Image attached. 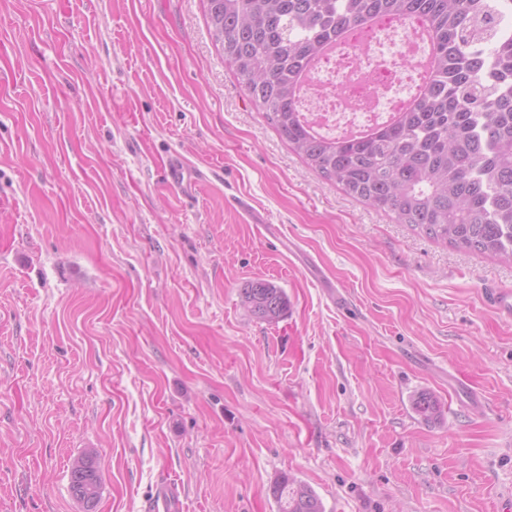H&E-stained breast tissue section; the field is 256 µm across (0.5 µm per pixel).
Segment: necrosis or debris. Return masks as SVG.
Returning a JSON list of instances; mask_svg holds the SVG:
<instances>
[{
  "mask_svg": "<svg viewBox=\"0 0 512 512\" xmlns=\"http://www.w3.org/2000/svg\"><path fill=\"white\" fill-rule=\"evenodd\" d=\"M421 28L418 20L383 17L349 32L316 65L304 100L307 119L327 135L387 120L418 82L414 63L427 50L418 39Z\"/></svg>",
  "mask_w": 512,
  "mask_h": 512,
  "instance_id": "necrosis-or-debris-1",
  "label": "necrosis or debris"
}]
</instances>
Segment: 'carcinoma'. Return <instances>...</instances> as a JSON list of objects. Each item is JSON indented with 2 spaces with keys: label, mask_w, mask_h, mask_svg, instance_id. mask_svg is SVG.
<instances>
[{
  "label": "carcinoma",
  "mask_w": 512,
  "mask_h": 512,
  "mask_svg": "<svg viewBox=\"0 0 512 512\" xmlns=\"http://www.w3.org/2000/svg\"><path fill=\"white\" fill-rule=\"evenodd\" d=\"M512 0H206L210 34L251 102L309 167L400 224L495 259L512 257V33L491 19ZM391 15L418 17L432 33V73L396 113L353 137L314 132L298 86L323 49L351 29ZM256 319L288 311L284 289L254 280L242 289ZM427 421L440 401L412 403ZM97 457L70 471L72 494L91 512L100 494ZM269 491L277 512H324L316 492L288 474Z\"/></svg>",
  "instance_id": "1"
}]
</instances>
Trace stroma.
Returning <instances> with one entry per match:
<instances>
[{"label":"stroma","instance_id":"obj_1","mask_svg":"<svg viewBox=\"0 0 512 512\" xmlns=\"http://www.w3.org/2000/svg\"><path fill=\"white\" fill-rule=\"evenodd\" d=\"M180 159L188 189L163 179ZM275 282L286 317L241 290ZM512 261L429 238L309 169L203 0H0V512H500ZM342 293L337 307L332 292ZM421 391L442 404L428 422ZM243 304L256 319L276 323L288 311V296L283 288L268 280L250 281L242 288ZM414 411L427 421L437 420L441 414V403L431 393H420L412 403ZM101 478L97 457L88 454L77 460L70 471L72 494L86 505V511H93L100 494ZM269 491L276 503L277 512L325 511L316 492L288 474L278 476L271 483Z\"/></svg>","mask_w":512,"mask_h":512}]
</instances>
